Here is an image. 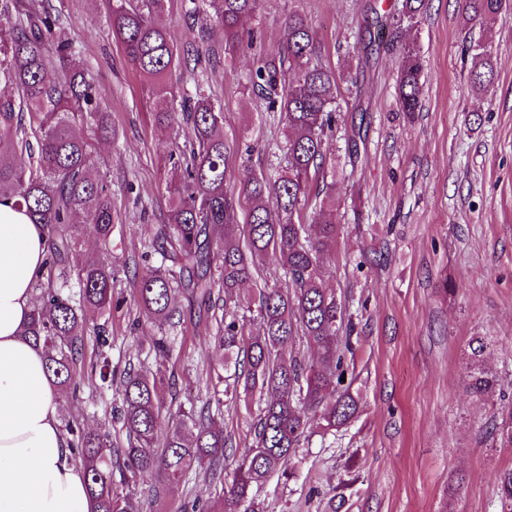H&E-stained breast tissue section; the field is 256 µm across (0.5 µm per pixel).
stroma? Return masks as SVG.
I'll return each mask as SVG.
<instances>
[{"mask_svg":"<svg viewBox=\"0 0 512 512\" xmlns=\"http://www.w3.org/2000/svg\"><path fill=\"white\" fill-rule=\"evenodd\" d=\"M83 59L112 132L94 142V172L112 189L116 230L102 246L84 225L81 251L111 264L117 282L111 313L88 314L77 369L101 363L121 373L163 368L158 441L179 421L178 410L205 398V377L224 363L214 342L215 319L199 321L197 302L181 299L171 355L160 359L158 327L142 321L131 287L140 256L168 207L170 157L183 133L154 127L143 80L112 34V0H48ZM189 0H166L161 22L178 57L195 69L174 72L175 96L203 87L224 106L226 142H248L233 156L229 176L249 168L276 176L286 139L278 113L267 111L248 83L260 56L278 54L289 12L314 27L324 62L340 75L336 106L343 119L324 148L341 193L329 214L339 226L325 284L347 307L359 332L351 390L360 398L354 422L341 432H314L300 450L295 477L274 475L262 490L261 512H500L498 478L512 469V447H500L494 414L512 399V11L470 35L497 58L489 95L472 90L459 0H425L417 26L403 33L425 60L421 109L396 106L399 55L368 52L365 18L385 13L388 0H260L244 21L253 49L224 51L223 31L205 15L188 20ZM365 113V154L350 164L351 116ZM107 347H99L98 328ZM490 344L485 364L501 379L504 398L465 392L469 344ZM112 391L81 395L60 420L107 427L114 445L126 432L111 420ZM155 474L124 491L156 512H181L185 498L208 504L222 489L200 475L154 499Z\"/></svg>","mask_w":512,"mask_h":512,"instance_id":"35a3bbf8","label":"stroma"}]
</instances>
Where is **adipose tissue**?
Listing matches in <instances>:
<instances>
[{"instance_id": "1", "label": "adipose tissue", "mask_w": 512, "mask_h": 512, "mask_svg": "<svg viewBox=\"0 0 512 512\" xmlns=\"http://www.w3.org/2000/svg\"><path fill=\"white\" fill-rule=\"evenodd\" d=\"M45 232L0 204V512H90L82 468L59 422L62 397L25 336Z\"/></svg>"}]
</instances>
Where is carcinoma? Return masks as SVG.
Returning <instances> with one entry per match:
<instances>
[{"instance_id": "1", "label": "carcinoma", "mask_w": 512, "mask_h": 512, "mask_svg": "<svg viewBox=\"0 0 512 512\" xmlns=\"http://www.w3.org/2000/svg\"><path fill=\"white\" fill-rule=\"evenodd\" d=\"M165 0H113L110 26L127 59L146 83L147 97L164 102L176 55L159 22ZM224 30V48L244 50L251 42L240 30L243 18L255 13L259 0H191ZM464 26H488L512 0H460ZM424 0H394L382 27L399 41L403 31L418 23ZM63 21L39 0H0V78L17 89L0 95V202L10 200L46 229V281L39 290L26 333L41 345L48 371L66 393L80 390L74 372L81 352L86 313L112 308L116 274L112 266L85 256L78 249L79 229L94 225L100 241L111 242L112 199L94 174L91 141L78 134L75 116L96 117L97 132L112 131L96 86L87 78L84 62L61 39ZM471 57L470 85L489 90L496 77L495 56L478 44H466ZM397 106L410 114L420 108L424 64L420 52L406 44L400 49ZM293 75L278 87V77ZM252 90L280 113L286 125L287 164L275 180L246 169L238 190L229 188L230 148L217 130L224 107L198 88L184 98L181 111L161 106L152 112L155 126L185 127L190 148L180 155L179 179L171 185L167 220L159 225L151 250L142 253L144 267L132 288L146 319L167 322L176 312L177 296L188 293L209 311H220L216 342L224 346L225 374L213 396L201 406L180 410V425L168 433L163 450L155 448L161 419L157 380L128 369L120 379L103 362L96 389L119 382L118 415L127 432V447L112 446L106 429L87 432L65 423L69 444L82 462L94 512H143L142 503L114 488L112 464L122 463L124 483L145 472L158 475L153 498L179 483L194 468L224 485L213 512H258L257 497L267 478L288 479L307 437L310 416L327 431L352 422L359 402L345 381L354 354L356 326L345 320L336 294L324 286L323 263L334 246L337 225L327 221L310 233L304 222L311 206L324 208L336 199V180H327L324 139L338 126V81L335 71L319 59L318 39L307 17L288 14L282 52L259 60L249 77ZM27 153V167L15 157ZM249 210L239 225L240 200ZM272 255L285 282L264 284L256 303L262 336L241 346L245 336L244 303L237 290L252 278L259 262ZM306 350L300 352L296 346ZM487 343L471 347L466 392L491 397L499 380L484 364ZM258 396L253 423L254 442L240 456L224 437L220 423L223 401L239 391ZM501 447H512V406L502 411L498 426ZM502 512H512V469L499 478Z\"/></svg>"}]
</instances>
